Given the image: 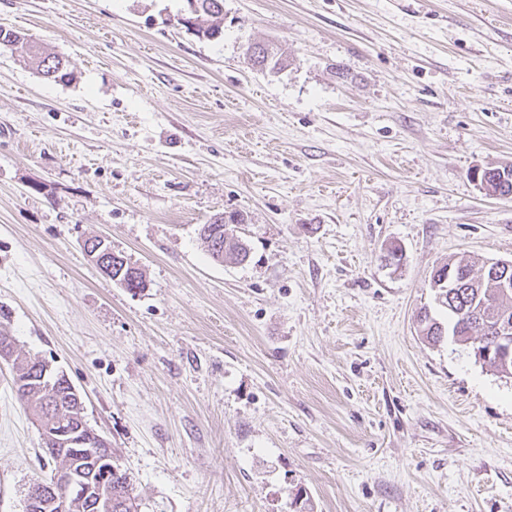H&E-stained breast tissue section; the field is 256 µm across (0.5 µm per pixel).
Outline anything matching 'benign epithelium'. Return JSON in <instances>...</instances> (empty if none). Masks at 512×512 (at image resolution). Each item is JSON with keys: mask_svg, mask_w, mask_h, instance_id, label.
Returning <instances> with one entry per match:
<instances>
[{"mask_svg": "<svg viewBox=\"0 0 512 512\" xmlns=\"http://www.w3.org/2000/svg\"><path fill=\"white\" fill-rule=\"evenodd\" d=\"M471 179L482 192L496 198L500 190L492 188L485 175V169L476 167L470 172ZM85 250L92 258L97 268L113 282L125 287L128 279L140 272V268L128 262L123 256L112 252V247L101 237L86 240ZM477 344L476 353L483 360L492 358L502 365H508L512 359V326L503 319L495 326L493 342L486 345L473 338ZM56 447L51 452L67 456L68 468L64 477L53 476V482L40 488H30L27 493L26 508L31 510L39 507L49 509L57 505L55 499V482L63 479L67 491L82 501L88 500L94 504L97 512H112V475L119 473V468L112 460V449L103 447L81 448L75 452L71 446L76 444L69 434L62 431L53 438Z\"/></svg>", "mask_w": 512, "mask_h": 512, "instance_id": "benign-epithelium-1", "label": "benign epithelium"}]
</instances>
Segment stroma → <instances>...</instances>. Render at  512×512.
<instances>
[{
  "instance_id": "1",
  "label": "stroma",
  "mask_w": 512,
  "mask_h": 512,
  "mask_svg": "<svg viewBox=\"0 0 512 512\" xmlns=\"http://www.w3.org/2000/svg\"><path fill=\"white\" fill-rule=\"evenodd\" d=\"M0 0V308L63 371L139 512H512V377L419 334L430 275L512 261V0ZM271 41L288 65L259 70ZM250 248L210 258L215 214ZM142 268L131 291L84 250ZM402 249L400 265L384 248ZM0 364V512L42 441ZM194 9H187L186 16L194 22L188 29L194 30L199 36L214 40L224 33V0H193ZM0 37L1 53L9 52L11 55L18 56L39 74H41V72L51 74V76L46 79L62 81L70 75V73L66 72L67 65L62 57L48 54L42 45L31 41L20 31L0 28ZM49 58L53 59L50 65L43 67L45 61ZM41 67L42 71H40ZM85 250L105 276L125 288H127L128 279L141 271L140 267L131 264L123 256L112 252V247L104 238L96 237L86 240ZM137 278V283L133 286L144 288L143 273L140 272Z\"/></svg>"
}]
</instances>
